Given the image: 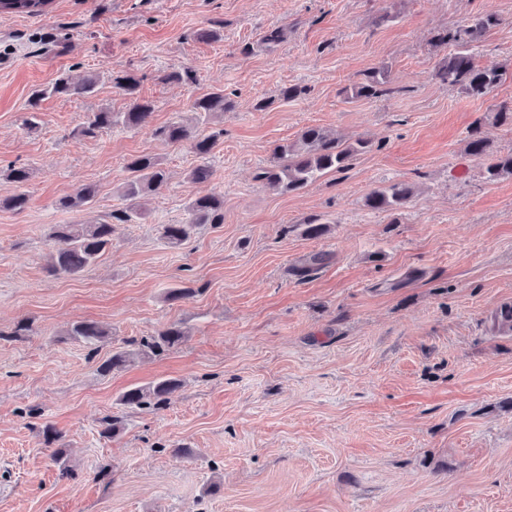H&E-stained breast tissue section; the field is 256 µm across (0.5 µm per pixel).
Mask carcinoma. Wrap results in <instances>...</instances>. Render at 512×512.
I'll list each match as a JSON object with an SVG mask.
<instances>
[{"label": "carcinoma", "instance_id": "carcinoma-1", "mask_svg": "<svg viewBox=\"0 0 512 512\" xmlns=\"http://www.w3.org/2000/svg\"><path fill=\"white\" fill-rule=\"evenodd\" d=\"M47 4L48 0H0V9L35 15L43 12ZM498 22L495 13L485 12L474 16L466 24L441 34L438 38L439 45L450 47V51L438 64L435 79L472 97H484L492 92L501 82L503 73L477 65L472 49L483 41L486 33ZM163 80L192 87L197 84L198 76L194 68L186 66L164 74ZM388 84L387 71L373 69L365 74L364 81L354 86V95L364 98L379 97L392 92ZM96 85L97 78L94 76L85 78L79 84L60 77L54 83L35 91L30 106H36L38 100L49 95H90ZM231 107L232 103L222 90L210 92L192 103V109L199 114L202 121ZM152 111L149 103L136 100L129 111L120 115L105 110L91 112L77 133L83 137H94L99 131L110 128L119 121L130 127H143L148 123ZM155 136L169 145H186L201 159V163L190 172L191 181L204 182L213 176L208 157L218 141L224 137V129L216 128L202 136L182 121L176 120L156 129ZM371 147V141L366 138L359 137L343 142L323 128L307 127L301 131L297 141L274 147L269 164L261 169L258 179L281 193L296 192L328 173L348 168L357 156L368 152ZM466 154L482 164L488 180L504 174L512 176V154L493 153L490 141L478 125L469 132ZM125 170L128 176L124 184V196L133 201V205L111 213L110 219L98 224L57 226L50 234L54 251L51 253L49 272L73 275L97 263L112 246L113 223H129L137 213L134 201L144 193L160 190L165 184L164 171L153 156L134 157L127 161ZM414 194L412 185L395 182L371 190L365 196V205L372 210H400L412 201ZM96 196L97 188L89 184L74 194L61 197L58 205L67 210H80L92 205ZM188 212L189 220L185 223L163 225L162 236L168 245L180 246L203 224L224 223V196L208 194L196 197L189 203ZM68 336L96 350L98 344L107 341L109 333L95 322L84 321L74 324L68 331ZM183 338L184 332L175 325L154 335L142 336L131 341L134 346L132 350L123 347L112 350V355L100 364L98 372L105 376L120 371L134 355H161L179 346ZM180 387L179 379H161L148 387H134L124 391L118 401L126 408L152 406L158 409L167 404Z\"/></svg>", "mask_w": 512, "mask_h": 512}]
</instances>
